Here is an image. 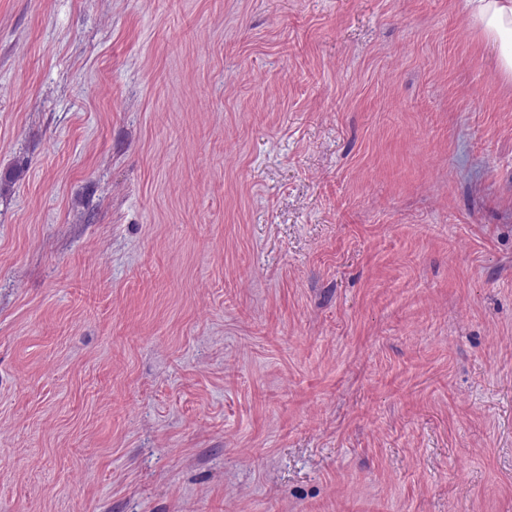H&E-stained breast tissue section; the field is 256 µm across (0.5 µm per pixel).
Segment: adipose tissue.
I'll return each instance as SVG.
<instances>
[{
  "label": "adipose tissue",
  "instance_id": "ef3b65f1",
  "mask_svg": "<svg viewBox=\"0 0 512 512\" xmlns=\"http://www.w3.org/2000/svg\"><path fill=\"white\" fill-rule=\"evenodd\" d=\"M473 25L494 50L498 69L512 77V0H468Z\"/></svg>",
  "mask_w": 512,
  "mask_h": 512
}]
</instances>
